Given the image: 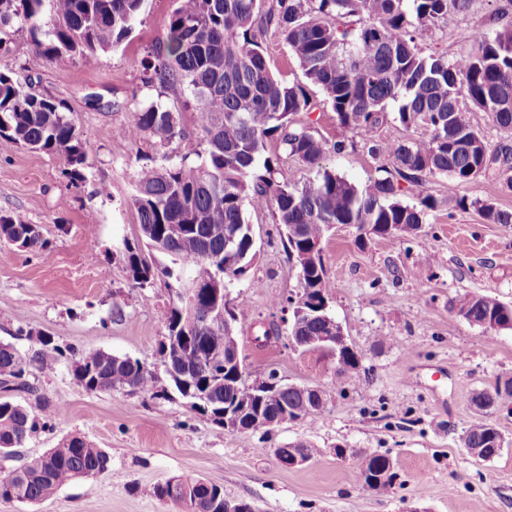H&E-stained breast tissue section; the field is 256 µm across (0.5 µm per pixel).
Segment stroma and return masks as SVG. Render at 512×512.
<instances>
[{
  "instance_id": "stroma-1",
  "label": "stroma",
  "mask_w": 512,
  "mask_h": 512,
  "mask_svg": "<svg viewBox=\"0 0 512 512\" xmlns=\"http://www.w3.org/2000/svg\"><path fill=\"white\" fill-rule=\"evenodd\" d=\"M175 7V0H145L130 36L93 66L69 57L47 61L20 24L0 39V67L24 88L68 105L91 162L73 186L63 159L0 138V211L38 225L49 242L39 252L0 242V342L27 352L38 337L51 336L65 348L104 350L159 368L162 312L175 294L162 279L135 287L121 251L139 236L128 203L137 169L163 164L176 149L133 144L117 132L152 101L181 112L187 129L196 125L188 92L142 82L144 49L164 38ZM510 20L512 0H472L419 45L452 59L468 48L463 32L491 33ZM264 47L275 76L306 86L313 109L297 115V125L338 139L335 112L319 88L306 85L286 45L269 34ZM326 164L360 187L382 176L386 162L358 144L330 154ZM428 191L438 205L419 234L361 245L355 227L339 224L321 244L330 312L361 357L357 383L337 375L332 356L289 345L275 302L297 291L298 268L272 208L246 211L257 255L230 294L248 312L236 326L242 354L252 376L273 370L286 383L320 387L327 395L320 414L232 433L174 392H90L74 380L69 361L51 370L33 366L28 379L58 416L53 430L20 449V458L77 435L104 449L110 462L42 503L0 502V512H180L148 493L177 476L216 484L257 512H512V400L483 416L472 403L475 392L512 379V329L489 333L452 306L466 293L512 305V224H488L472 207L448 204L453 194L512 211V190L495 175L455 186L436 176ZM116 306L122 317H113ZM269 328L274 339L262 341ZM478 419L506 440L489 462H475L461 442ZM299 440L319 456L282 467L275 449ZM340 448L346 457H337ZM374 453L395 463L398 479L388 490L367 489L357 479L362 457Z\"/></svg>"
}]
</instances>
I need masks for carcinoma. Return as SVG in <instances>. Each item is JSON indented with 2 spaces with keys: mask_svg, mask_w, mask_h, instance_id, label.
<instances>
[{
  "mask_svg": "<svg viewBox=\"0 0 512 512\" xmlns=\"http://www.w3.org/2000/svg\"><path fill=\"white\" fill-rule=\"evenodd\" d=\"M145 0H0V33L17 24L28 27L37 52L48 61L76 57L86 66L131 33ZM470 0H177L164 39L147 48L143 82L176 91L188 88L196 110L189 131L181 113L152 103L134 112L119 134L132 143L147 140L159 147L177 145L178 161L143 165L135 174L129 202L136 211L140 239L148 248L172 257L159 267L137 248L124 243L132 281L149 288L160 276L175 282L178 302L164 310L167 335L187 334L180 349H171L164 370L182 398L203 396L201 414L219 423L227 403L252 398L245 383L224 377V363L202 364L196 353L215 343L216 333L201 324L207 289L183 287L185 273L214 274L229 294L238 271L226 267L225 231H238V254L250 263L256 256L253 229L245 207L273 208L277 223L288 226L289 259L299 270V290L307 301L328 292L321 259L322 242L335 224H352L359 241L376 236L412 235L424 224L437 200L427 192L430 178L448 177V185L512 171V145L490 147L472 125L470 114L486 112L499 127L512 131V22L495 34L480 28L463 34L471 50L449 60L426 55L416 36L438 26L450 9ZM413 16L418 35L408 30ZM271 32L297 58L307 81L318 87L336 112L342 137L328 143L293 117L311 109L305 88L274 77L261 35ZM398 103L397 118L422 130L410 141L379 142L376 131L386 119L389 102ZM369 145V153L388 162L385 176L362 188L324 165L328 154L347 148L348 134ZM0 137L23 147L55 154L67 164L72 181L90 166L79 129L65 102L24 90L11 74L0 71ZM275 140L302 167L316 172L304 183L279 181L278 159L265 155ZM417 200L407 204L401 192ZM448 203L475 207L489 224H512V212L488 202L467 203L448 193ZM0 240L33 252L48 246L35 228L0 213ZM457 313L468 322L497 331L512 328V306L484 295L465 294ZM329 312H318L289 325V336L303 350H332L326 341ZM66 356L51 336H41L28 356L0 343V390L35 396L37 409L0 400V460L15 457L33 435L53 426L57 408L25 380L35 365L52 369ZM337 372L359 378L357 354L337 351ZM74 379L92 392L127 390L157 394L155 370L140 360L96 350L72 361ZM512 395V380L494 392L478 391L472 403L480 412L495 407L501 393ZM502 437L482 421L462 437L474 458L490 461L499 454ZM108 454L87 440L71 436L55 448L9 469L0 468V501L36 504L73 480L104 471ZM364 484L393 485L397 472L387 454L361 463ZM159 500L182 512H194L195 500L210 505L222 489L200 478L188 479L185 493L172 498L161 485L150 489Z\"/></svg>",
  "mask_w": 512,
  "mask_h": 512,
  "instance_id": "obj_1",
  "label": "carcinoma"
}]
</instances>
